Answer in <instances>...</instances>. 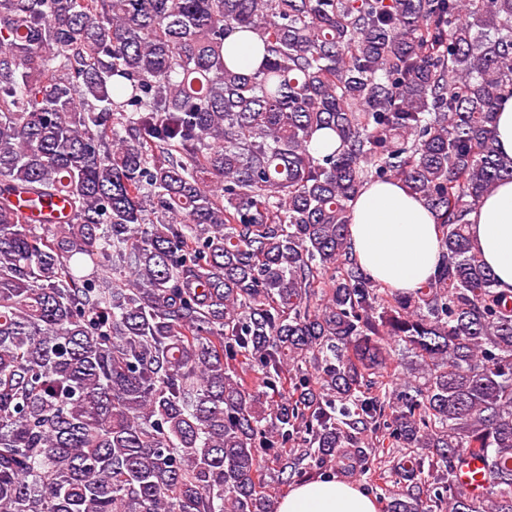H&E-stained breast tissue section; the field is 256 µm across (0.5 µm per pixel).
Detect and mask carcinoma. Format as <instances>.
I'll return each mask as SVG.
<instances>
[{
	"label": "carcinoma",
	"instance_id": "1",
	"mask_svg": "<svg viewBox=\"0 0 512 512\" xmlns=\"http://www.w3.org/2000/svg\"><path fill=\"white\" fill-rule=\"evenodd\" d=\"M506 92L512 0H0V512L376 466L385 512H512V296L467 233ZM393 179L440 227L412 292L348 241ZM251 37V33L236 29L225 39V48L235 56L236 63L245 70L256 67L257 63V57L250 42Z\"/></svg>",
	"mask_w": 512,
	"mask_h": 512
}]
</instances>
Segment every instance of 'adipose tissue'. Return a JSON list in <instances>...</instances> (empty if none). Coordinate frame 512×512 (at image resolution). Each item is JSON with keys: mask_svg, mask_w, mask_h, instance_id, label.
<instances>
[{"mask_svg": "<svg viewBox=\"0 0 512 512\" xmlns=\"http://www.w3.org/2000/svg\"><path fill=\"white\" fill-rule=\"evenodd\" d=\"M471 248L492 270L499 291L512 294V180L499 183L468 216ZM353 256L384 285L412 291L426 283L441 260L434 217L399 181L367 184L352 203ZM274 512H378L375 497L335 478L296 482Z\"/></svg>", "mask_w": 512, "mask_h": 512, "instance_id": "ef3b65f1", "label": "adipose tissue"}]
</instances>
